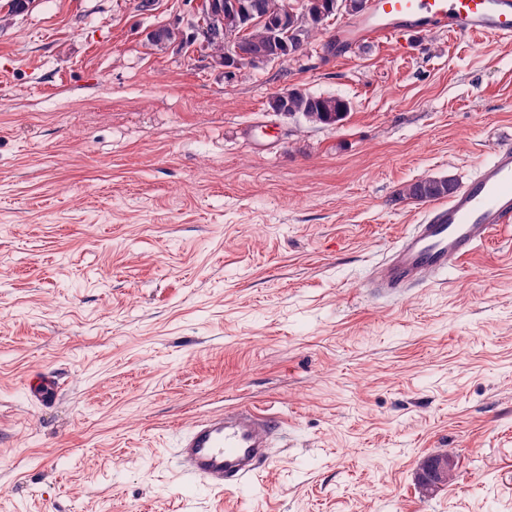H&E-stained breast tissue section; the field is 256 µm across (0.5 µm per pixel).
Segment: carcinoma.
Returning a JSON list of instances; mask_svg holds the SVG:
<instances>
[{
    "mask_svg": "<svg viewBox=\"0 0 512 512\" xmlns=\"http://www.w3.org/2000/svg\"><path fill=\"white\" fill-rule=\"evenodd\" d=\"M298 11L308 17V24L297 34L288 37L286 55H298L312 44L318 31L328 19L341 12L343 0H300ZM285 6L284 0H224V25L242 32L241 40L251 60L248 66L266 65L265 58L273 49L271 26L265 22H250L246 12L259 17L273 14ZM269 107L275 112L286 111L312 124L332 125L347 114L348 103L333 96L311 94L298 87L288 89V97L274 96ZM456 184L448 178L427 177L403 186L397 196L401 200L429 202L451 195Z\"/></svg>",
    "mask_w": 512,
    "mask_h": 512,
    "instance_id": "obj_1",
    "label": "carcinoma"
}]
</instances>
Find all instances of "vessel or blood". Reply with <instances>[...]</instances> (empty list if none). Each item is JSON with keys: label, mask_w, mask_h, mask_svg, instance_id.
<instances>
[{"label": "vessel or blood", "mask_w": 512, "mask_h": 512, "mask_svg": "<svg viewBox=\"0 0 512 512\" xmlns=\"http://www.w3.org/2000/svg\"><path fill=\"white\" fill-rule=\"evenodd\" d=\"M512 45V0H371L362 20L337 30L336 40L397 38L434 30ZM512 224V138L497 141L491 158L448 201L429 208L375 267L370 286L395 295L435 280L479 240ZM35 401L56 402L58 384L38 378ZM279 423L257 408L213 412L180 431L173 449L179 471L219 491L238 490L271 460Z\"/></svg>", "instance_id": "obj_1"}]
</instances>
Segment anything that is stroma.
<instances>
[{"mask_svg":"<svg viewBox=\"0 0 512 512\" xmlns=\"http://www.w3.org/2000/svg\"><path fill=\"white\" fill-rule=\"evenodd\" d=\"M136 4L0 27V512H512V226L444 281L368 286L429 209L399 188L512 136V46L409 32L228 78L147 40L190 0ZM291 86L350 110L272 112ZM241 407L283 421L270 464L181 475L179 430ZM438 450L457 476L421 495ZM30 383L29 389L35 401L42 405L55 403L58 397V384L51 378L39 377Z\"/></svg>","mask_w":512,"mask_h":512,"instance_id":"35a3bbf8","label":"stroma"}]
</instances>
